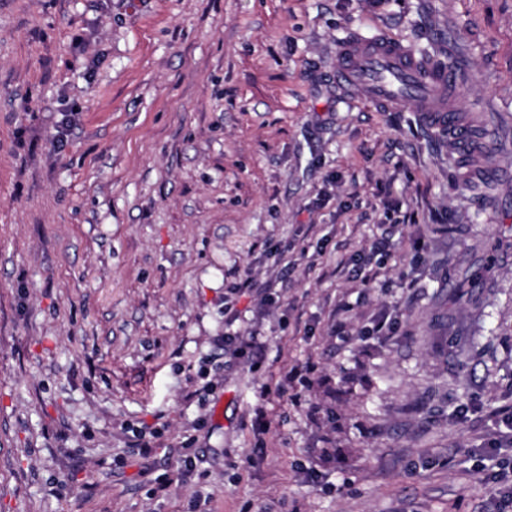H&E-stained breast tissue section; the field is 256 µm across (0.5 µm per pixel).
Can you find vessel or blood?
<instances>
[{"label":"vessel or blood","mask_w":512,"mask_h":512,"mask_svg":"<svg viewBox=\"0 0 512 512\" xmlns=\"http://www.w3.org/2000/svg\"><path fill=\"white\" fill-rule=\"evenodd\" d=\"M333 78L352 95L386 108L412 100L423 122L447 131L466 153L481 145L473 133L458 128L450 115L457 79L440 60L417 56L382 35L356 36L339 44Z\"/></svg>","instance_id":"1"}]
</instances>
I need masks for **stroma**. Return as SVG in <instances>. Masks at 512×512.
I'll use <instances>...</instances> for the list:
<instances>
[{
    "label": "stroma",
    "instance_id": "obj_1",
    "mask_svg": "<svg viewBox=\"0 0 512 512\" xmlns=\"http://www.w3.org/2000/svg\"><path fill=\"white\" fill-rule=\"evenodd\" d=\"M353 34L454 58L485 153L339 90ZM510 153L512 0H0V512H493ZM314 369L313 363H306L305 365H294L288 368V371L284 372L279 380V392L281 394H287L295 401L301 390L304 389L309 380V374Z\"/></svg>",
    "mask_w": 512,
    "mask_h": 512
}]
</instances>
